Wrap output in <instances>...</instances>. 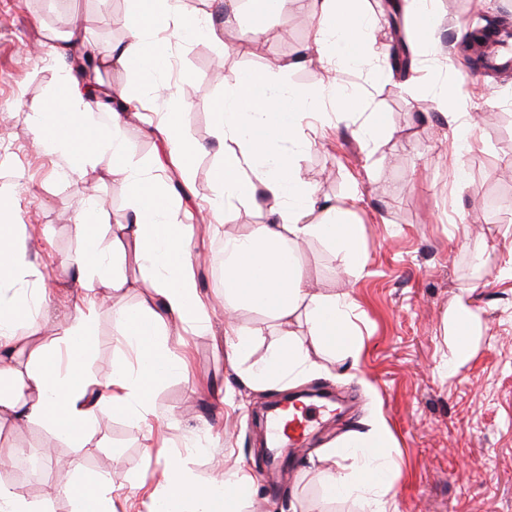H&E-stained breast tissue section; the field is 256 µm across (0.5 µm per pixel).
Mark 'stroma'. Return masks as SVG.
<instances>
[{"instance_id": "35a3bbf8", "label": "stroma", "mask_w": 512, "mask_h": 512, "mask_svg": "<svg viewBox=\"0 0 512 512\" xmlns=\"http://www.w3.org/2000/svg\"><path fill=\"white\" fill-rule=\"evenodd\" d=\"M433 7L447 70L428 68L412 80L380 68H338L335 81L356 97L360 112L316 116L312 142L298 154L304 178L321 197L349 206L363 229L359 278L343 274L342 256L322 242L307 243L300 253L314 288L351 294L363 351L355 365L315 353L324 369L303 387L335 393L340 413L315 411L305 447L278 472L265 466L261 447L264 407L281 393L250 390L224 353V291L215 264L222 239L207 227V197L222 151L213 111L242 75L295 58L311 41L314 19L283 9L269 16L264 38L240 52L165 31L169 67L161 76L173 90L167 97L142 100L141 77L100 64L102 87L123 96L133 114L126 127L132 165L160 148L148 125L152 118L174 116L193 148L189 171L180 177L185 192L172 194L171 202L182 223L196 229L193 270L213 311L210 330L185 339L188 373L172 374L157 387V414L148 427L120 418L99 422L103 445L86 449L81 462L108 473L115 492L151 486L162 464L145 452L151 440L182 454L204 484L222 482L229 468L245 469L261 512H360L357 499L325 497L324 480L308 459L375 413L395 439L399 471L390 494L398 512H512V70H479L466 47L471 27L491 21L512 28V0H435ZM131 9V0H0V208L12 223L40 228L26 246L30 265L15 285L47 288L52 302L45 317L55 333L69 326L75 286L68 260L85 247L76 224L91 204L101 211L100 249L115 254L134 283L120 295L107 288L100 293L91 358L97 371L127 353L119 312L149 299L132 243L112 235L113 225L128 220L131 204L124 182L106 172L109 159L97 173L62 175L56 157L34 146L27 113L58 84L60 40L73 16L83 19L82 38L101 50L125 42ZM442 82L449 94L465 95L476 122L472 148L462 157L468 186L456 193L448 170L453 124L433 94ZM377 116L383 127L364 140L359 126ZM465 288L483 325L470 360L448 378L439 370L452 343L444 320ZM230 385L236 390L231 406L224 402ZM5 442L70 454L38 424L10 430Z\"/></svg>"}]
</instances>
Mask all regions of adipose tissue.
<instances>
[{"label": "adipose tissue", "mask_w": 512, "mask_h": 512, "mask_svg": "<svg viewBox=\"0 0 512 512\" xmlns=\"http://www.w3.org/2000/svg\"><path fill=\"white\" fill-rule=\"evenodd\" d=\"M318 3L312 51L294 58L303 66L317 59L325 71L337 66L389 67L377 45L361 0H297L302 10ZM134 23L112 64L139 72L149 81L150 96L169 93L155 81L162 69L159 32L179 19L181 38H216L212 18L179 17L174 0H135ZM95 73L72 77L61 70L56 91L30 107V130L37 145L66 160L68 172L84 176L95 171L101 156L112 160L107 173L128 186L133 217L114 227L115 235L132 241L142 278L150 287L148 305L123 313V340L128 353L113 359L110 373L89 371L95 305L100 287L120 294L129 288L112 258L95 244L96 211L88 207L79 217L78 231L87 243L72 259L78 277L75 316L62 335L49 336L50 325L39 316L48 294L31 289L23 295L0 293V430L21 422H38L63 438L70 450L66 464L74 480L64 493L72 512H123L126 496L115 493L105 473L83 469L81 458L93 444L101 418L119 416L135 426L146 425L156 409L153 394L167 376L188 370L186 357L175 353L168 323L182 332L203 333L210 312L199 298L191 264L192 227L176 221L169 197L149 171L128 161L127 115L107 111L103 99L88 98L85 88ZM320 102L304 89L273 82L266 73L242 77L215 112L217 138L225 145L213 176L210 210L221 221L234 200L264 190L281 202L264 224L251 225L242 235H225L219 267L224 285V352L233 363L245 364L249 386L264 390L285 387L318 374L322 366L312 350L344 353L359 361L360 332L352 316L354 300L346 293L311 291L299 261L301 244L320 241L347 261L346 274L364 269L361 225L350 212L318 196L306 182L294 149L308 143L307 117ZM107 111L106 123L94 115ZM250 309L268 318L279 340L263 357H255L261 328L239 325L237 313ZM306 324L307 338L295 328ZM454 337L444 360L445 376L456 375L469 361L473 336L481 324L468 293H461L449 314ZM392 434L379 415H372L361 433L344 437L328 448L324 458L356 460L357 473L338 471L326 481L333 496L362 499L364 512H396L388 496L394 477L390 454ZM252 477L242 468L224 472L219 484L196 480L181 455L166 457L160 476L144 503L146 512H245Z\"/></svg>", "instance_id": "adipose-tissue-1"}]
</instances>
